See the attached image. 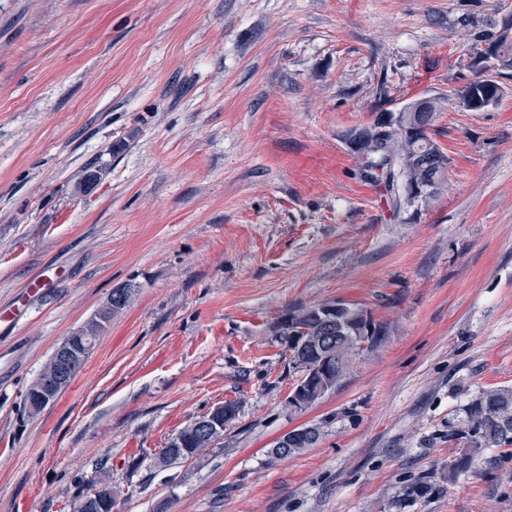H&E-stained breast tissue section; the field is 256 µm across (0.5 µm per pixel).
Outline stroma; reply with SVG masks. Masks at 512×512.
Here are the masks:
<instances>
[{
	"mask_svg": "<svg viewBox=\"0 0 512 512\" xmlns=\"http://www.w3.org/2000/svg\"><path fill=\"white\" fill-rule=\"evenodd\" d=\"M508 25L512 0H0V512H73L105 473L116 512H512V446L457 474L448 435L512 388V70L492 106L438 114L427 205L390 209L345 140L474 80ZM125 285L29 414L58 343ZM332 299L388 335L298 412L277 326ZM227 401L216 445L162 464ZM304 423L320 442L273 460ZM130 294L131 287L129 286L115 288L112 291L108 306L99 311L98 314L83 327L84 331L89 335L97 336L104 324L108 322L113 315L119 313L126 307ZM53 353L54 354L51 355L44 368L40 371L36 379L30 385L26 394V402H28V399H31L34 404L40 406V411L58 397V395L55 393H53L51 397L46 394L49 387H51V385L55 382L51 388V391H56L57 389L64 386V383L68 378L66 372L59 374L57 377L60 364L55 352ZM56 378L57 380L55 381Z\"/></svg>",
	"mask_w": 512,
	"mask_h": 512,
	"instance_id": "1",
	"label": "stroma"
}]
</instances>
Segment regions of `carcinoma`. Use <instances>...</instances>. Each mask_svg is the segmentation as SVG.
<instances>
[{"label": "carcinoma", "mask_w": 512, "mask_h": 512, "mask_svg": "<svg viewBox=\"0 0 512 512\" xmlns=\"http://www.w3.org/2000/svg\"><path fill=\"white\" fill-rule=\"evenodd\" d=\"M487 54L491 60L500 58L508 60L512 68V37L500 33L491 41ZM477 105L475 111L485 108L488 98L492 97L498 80L493 76H486L469 83ZM448 100L434 97L428 100L429 111L424 113V123L433 127L437 114L445 109ZM357 157L364 162L361 169L362 176L374 183L383 186L394 208L401 207L403 196L400 191L406 183L420 180L431 185L429 197H434L447 180L448 159L444 152L432 139L426 135H412L406 127L391 130L381 139L365 140L360 147ZM131 294V287L123 286L112 291L108 306L84 326L86 333L95 336L109 319L122 311ZM318 305L299 308L293 313L302 317L305 328L309 329L311 336H324L333 347H339L343 355L354 354L360 357L364 351L373 348L387 335V326L376 323L377 334L371 337L365 346L358 345L354 333H328L323 330L317 318ZM60 364L56 355L50 359L30 385L26 398L40 407H45L57 398V395H47V390L55 382ZM464 417L459 424L450 430L448 437H462L467 440L471 448H491L502 445H512V389L496 388L484 390L474 396L463 409ZM315 434L307 443H294L287 448H274L271 450L275 460L291 456L306 447L317 444L323 436L322 427L314 426ZM203 438L198 435L194 424L183 427L175 437L171 438L162 451V460L177 462L188 460L202 450ZM111 481L101 477L98 479V488L94 492L82 497L75 508V512H112Z\"/></svg>", "instance_id": "carcinoma-1"}]
</instances>
